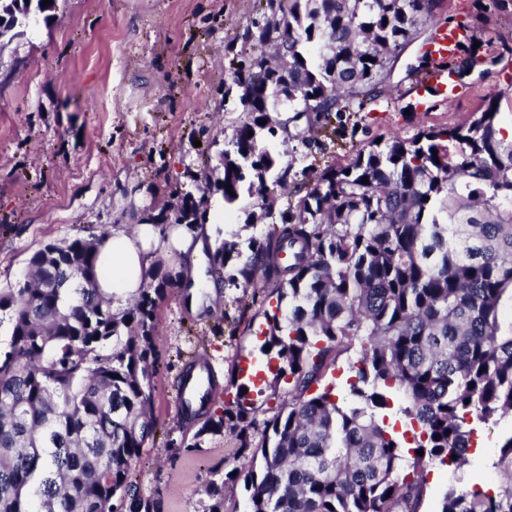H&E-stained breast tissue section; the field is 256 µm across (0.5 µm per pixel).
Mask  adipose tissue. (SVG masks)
Segmentation results:
<instances>
[{
    "instance_id": "obj_1",
    "label": "adipose tissue",
    "mask_w": 512,
    "mask_h": 512,
    "mask_svg": "<svg viewBox=\"0 0 512 512\" xmlns=\"http://www.w3.org/2000/svg\"><path fill=\"white\" fill-rule=\"evenodd\" d=\"M212 245L213 232L208 224L189 231L181 226L161 228L144 222L132 234L123 227H114L99 252L97 286L114 305H126L143 286L148 269L158 258L170 257L175 250L199 257Z\"/></svg>"
}]
</instances>
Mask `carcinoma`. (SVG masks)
<instances>
[{
    "instance_id": "cac0c4a2",
    "label": "carcinoma",
    "mask_w": 512,
    "mask_h": 512,
    "mask_svg": "<svg viewBox=\"0 0 512 512\" xmlns=\"http://www.w3.org/2000/svg\"><path fill=\"white\" fill-rule=\"evenodd\" d=\"M42 2L0 0V30L19 35L53 10ZM438 2L266 0L242 34L254 51L231 68L225 94H237L245 118L221 166L200 196L179 193L178 212L150 217L191 230L216 192L229 208L259 196L243 209L245 223H271L249 240L246 260L238 242L223 240L208 264L227 287L274 284L261 302L270 346L262 354L266 386L288 384V402L257 448L248 429L253 395L266 386L244 393L239 384L220 412L208 394L186 409L202 421L193 447L230 425L250 458L234 477L212 472L207 504L189 512H224L233 478L243 479L245 512H420L434 462L460 473L439 512H512V437L492 483L461 475L475 426L512 418V319L501 317L512 302V138L500 128L501 97L455 126L369 142L351 162L314 175L278 222L271 201L288 189L292 164L260 147L277 132L285 142L312 140L314 129L300 123L310 102L324 133L333 113L381 96L418 27L435 25ZM103 242L48 243L27 280L0 290L10 325L0 341V512H155L131 468L158 426L150 412L157 307L183 270L157 259L149 287L115 309L96 288ZM72 260L81 275L53 287ZM356 345L351 401L340 404L326 372ZM395 399L413 429L408 449L380 418Z\"/></svg>"
}]
</instances>
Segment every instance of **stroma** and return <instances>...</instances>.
Returning a JSON list of instances; mask_svg holds the SVG:
<instances>
[{"mask_svg": "<svg viewBox=\"0 0 512 512\" xmlns=\"http://www.w3.org/2000/svg\"><path fill=\"white\" fill-rule=\"evenodd\" d=\"M266 0H56L49 21H38L0 51V289L23 282L32 255L51 242L91 237L121 224L132 229L177 202L191 176L218 165L242 117L225 98L231 59L248 53L241 35ZM437 20L469 33L462 53L496 56L464 79L463 95L428 96L422 75L432 63L423 46L431 28L402 52L384 93L359 112L334 118L336 135L289 148L281 137L268 147L292 151L288 177L307 182V168L347 162L357 149L386 135L413 138L432 127L458 124L486 97L512 94V0H441ZM214 237L247 244L263 236L239 210L210 195ZM252 289L228 288L218 313L194 312L183 288L168 289L156 315L158 361L152 369L151 409L158 428L132 465L141 493L158 512H185L203 499L213 471L237 465V430L192 440L198 422L177 402V378L187 358L205 357L218 376L216 406L234 401L242 360L260 358L264 321ZM512 438V422L480 428L468 453L471 483L492 477L491 462Z\"/></svg>", "mask_w": 512, "mask_h": 512, "instance_id": "stroma-1", "label": "stroma"}]
</instances>
